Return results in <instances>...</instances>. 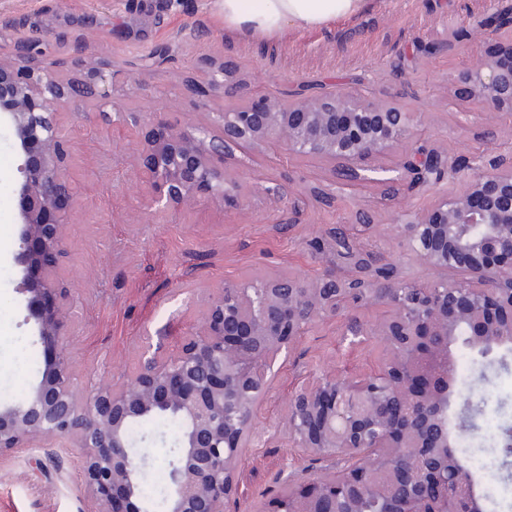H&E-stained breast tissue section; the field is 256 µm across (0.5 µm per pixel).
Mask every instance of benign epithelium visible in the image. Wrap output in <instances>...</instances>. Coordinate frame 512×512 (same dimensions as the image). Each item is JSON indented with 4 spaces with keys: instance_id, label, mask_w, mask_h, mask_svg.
I'll return each instance as SVG.
<instances>
[{
    "instance_id": "7a95c632",
    "label": "benign epithelium",
    "mask_w": 512,
    "mask_h": 512,
    "mask_svg": "<svg viewBox=\"0 0 512 512\" xmlns=\"http://www.w3.org/2000/svg\"><path fill=\"white\" fill-rule=\"evenodd\" d=\"M496 45V54L474 58L464 76L466 96L480 107L473 117L486 123L512 112V37ZM231 69L228 61L210 62L204 75L222 87ZM107 83L97 72L84 80L60 75L34 60L27 41L16 44L15 62H0V114L22 157L19 290L40 340L55 350L41 381L20 402L0 407V460L21 448H81L83 493L94 512H149L138 505L143 463L131 451L128 427L164 414L182 426L169 462L168 512H224L242 457L283 440L325 466L315 478L289 472L269 512H336L343 496L345 512H369L370 503L377 512H482L473 477L453 451L468 428L465 413L455 411L453 347L463 336L485 357L512 352V158L466 174L444 147L412 148L393 161L395 179L414 187L449 172L466 182L396 217L406 255L433 272L426 287L402 281L393 264L380 276L361 250L351 289L348 279L309 281L297 273L228 282L204 300L201 327L177 351L148 341L135 372L80 391L63 354L72 318L60 271L78 200L57 109L78 97L106 104ZM119 116L143 134L136 164L156 219L203 202L245 206L247 186L227 163L246 146L274 143L338 165L347 181L374 182L376 169L366 161L413 143L418 125L416 113L367 101L355 89L310 86L224 106L213 113L219 135L169 126L155 113ZM351 294L389 311L346 330L380 345L378 371L306 383L289 394L284 423L259 430L255 419L277 357Z\"/></svg>"
}]
</instances>
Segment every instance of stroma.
<instances>
[{"label":"stroma","instance_id":"stroma-1","mask_svg":"<svg viewBox=\"0 0 512 512\" xmlns=\"http://www.w3.org/2000/svg\"><path fill=\"white\" fill-rule=\"evenodd\" d=\"M505 9L512 10V0H368L361 14L327 28L262 40L225 30L213 0H0V58L12 59L16 42L26 40L38 59L69 77H85V62H93L112 76L116 104L160 113L176 127H212L213 110L255 92L300 82L354 86L368 99L418 113V147H447L461 166L471 167L512 157V113L490 124L469 119L476 106L460 78L488 44L473 42L465 53L442 45ZM208 59L233 60L236 69L224 87L202 95L188 80L200 78ZM60 119L72 145L70 172L79 199L62 274L76 320L67 355L81 388L132 372L145 338L176 350L199 324L201 300L225 283L288 272L310 280L348 276L332 244L340 230L378 263L399 265L407 281L429 282V270L406 258L393 220L399 211L425 209L438 194L465 186L460 179L423 190L404 180L349 184L320 159L291 156L272 145L246 147L237 151L236 166L246 174L248 209L209 202L161 224L148 214L136 144L123 128L105 127L89 104L61 112ZM19 163L11 131L2 125L0 377L11 378L17 395L41 379L25 367L28 352L52 356L34 324L25 323L26 297L17 290ZM315 185L331 192L332 200L310 197ZM360 208L371 214V224L356 223ZM386 313L348 302L300 336L273 366V388L257 427L285 418L289 392L309 370L339 376L373 370L379 348L352 344L345 330L351 319L371 323ZM455 359L461 395L487 401L475 430L458 435L460 454L485 497V512H512V463H503L494 448L501 426H512V354L506 363H486L459 345ZM175 439L170 428L145 429L134 451L144 460L147 480L167 477ZM81 457V449H67L58 471L41 450L21 449L1 460L0 512H89ZM284 468L308 475L322 466L284 443L251 449L238 466V497L226 512H249L272 501Z\"/></svg>","mask_w":512,"mask_h":512}]
</instances>
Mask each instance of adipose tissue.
Masks as SVG:
<instances>
[{
	"label": "adipose tissue",
	"mask_w": 512,
	"mask_h": 512,
	"mask_svg": "<svg viewBox=\"0 0 512 512\" xmlns=\"http://www.w3.org/2000/svg\"><path fill=\"white\" fill-rule=\"evenodd\" d=\"M367 0H214L225 28L259 39L317 30L358 14Z\"/></svg>",
	"instance_id": "adipose-tissue-1"
}]
</instances>
